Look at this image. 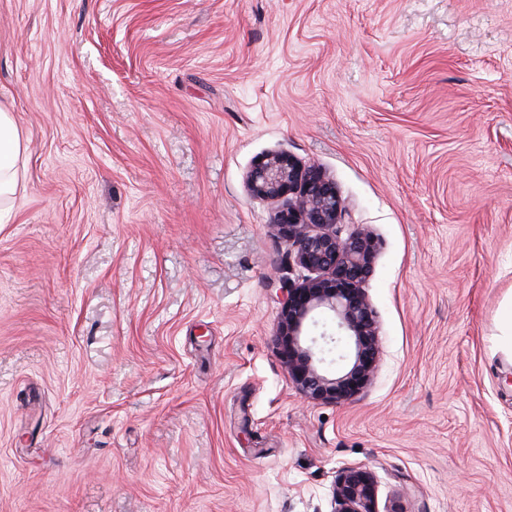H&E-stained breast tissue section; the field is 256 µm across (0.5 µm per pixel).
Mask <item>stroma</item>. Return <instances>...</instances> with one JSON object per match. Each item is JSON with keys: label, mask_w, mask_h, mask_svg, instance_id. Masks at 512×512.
Returning a JSON list of instances; mask_svg holds the SVG:
<instances>
[{"label": "stroma", "mask_w": 512, "mask_h": 512, "mask_svg": "<svg viewBox=\"0 0 512 512\" xmlns=\"http://www.w3.org/2000/svg\"><path fill=\"white\" fill-rule=\"evenodd\" d=\"M0 512H512V0H0ZM380 242L379 369L304 400L254 162ZM25 144L13 113L0 106V219L18 188ZM377 497L373 472L361 465H345L337 472L331 512H380Z\"/></svg>", "instance_id": "1"}]
</instances>
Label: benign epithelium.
<instances>
[{
  "instance_id": "7a95c632",
  "label": "benign epithelium",
  "mask_w": 512,
  "mask_h": 512,
  "mask_svg": "<svg viewBox=\"0 0 512 512\" xmlns=\"http://www.w3.org/2000/svg\"><path fill=\"white\" fill-rule=\"evenodd\" d=\"M246 187L271 204L288 261L308 272L302 283L285 278L280 288L277 345L288 376L308 401L348 402L378 371L381 341L362 288L378 241L365 224L342 233L345 207L335 184L287 153L257 160ZM377 497L373 472L345 465L337 472L331 512H379Z\"/></svg>"
}]
</instances>
